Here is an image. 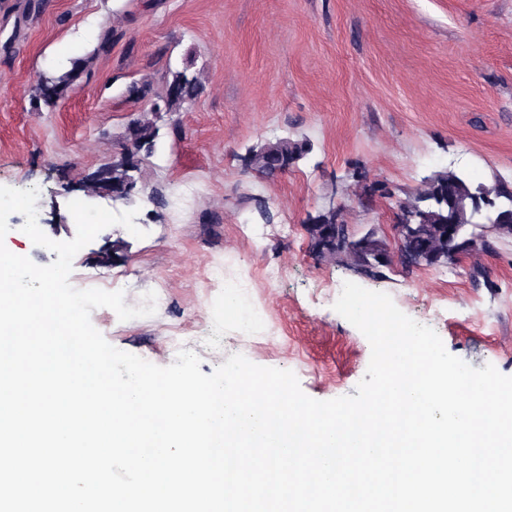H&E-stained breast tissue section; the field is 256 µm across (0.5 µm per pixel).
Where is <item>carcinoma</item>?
<instances>
[{
    "label": "carcinoma",
    "instance_id": "cac0c4a2",
    "mask_svg": "<svg viewBox=\"0 0 512 512\" xmlns=\"http://www.w3.org/2000/svg\"><path fill=\"white\" fill-rule=\"evenodd\" d=\"M85 74L82 62L76 61L71 68L57 78H40L34 87V99L37 107L53 108L59 101L68 97L72 89L80 83ZM203 84L195 75L184 71H169L163 77L162 91L155 90L149 81L133 82L127 87L129 96L150 105L147 112L126 128L121 142L120 158L98 167L100 178L86 181L91 193H110L122 197L127 202L133 192L125 188L127 181L138 183L137 174L142 172L143 163L151 156L158 134L154 107L161 104L169 113L182 110L184 104L198 97ZM309 153L305 142L288 137L254 146L248 150L247 168L266 177L274 178L288 172V169ZM489 201L495 209L486 215L487 224L493 234H473L468 240L457 239L448 243L444 226L459 224L465 228L475 224L478 204ZM401 213L410 212L421 215L425 222L437 227L430 238L405 244V250L420 252L430 249L434 252H446L453 248L458 254L493 253L499 235H512V218L502 217L506 211L512 212V183L498 180L491 187L476 183L453 170L434 173L421 189L407 199L398 202ZM343 223L340 214L329 210L309 218L306 227L310 234V249L316 257L341 263L345 266L356 265L358 261L353 253L345 250L324 251L320 249L323 236L329 230Z\"/></svg>",
    "mask_w": 512,
    "mask_h": 512
}]
</instances>
